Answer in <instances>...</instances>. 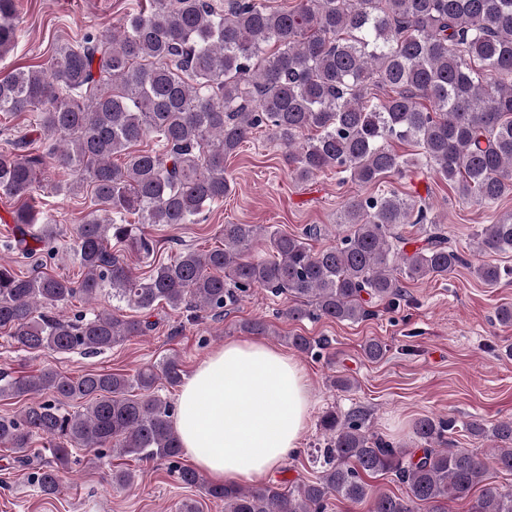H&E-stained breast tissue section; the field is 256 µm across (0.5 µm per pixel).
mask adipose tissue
Here are the masks:
<instances>
[{
    "mask_svg": "<svg viewBox=\"0 0 512 512\" xmlns=\"http://www.w3.org/2000/svg\"><path fill=\"white\" fill-rule=\"evenodd\" d=\"M312 407L293 357L258 340H229L186 377L174 429L212 482L256 483L299 448Z\"/></svg>",
    "mask_w": 512,
    "mask_h": 512,
    "instance_id": "adipose-tissue-1",
    "label": "adipose tissue"
}]
</instances>
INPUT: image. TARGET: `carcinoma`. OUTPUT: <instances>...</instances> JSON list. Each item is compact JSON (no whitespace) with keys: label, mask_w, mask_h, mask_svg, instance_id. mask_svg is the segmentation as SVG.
I'll use <instances>...</instances> for the list:
<instances>
[{"label":"carcinoma","mask_w":512,"mask_h":512,"mask_svg":"<svg viewBox=\"0 0 512 512\" xmlns=\"http://www.w3.org/2000/svg\"><path fill=\"white\" fill-rule=\"evenodd\" d=\"M150 9L109 34L96 28L57 45L46 66L0 75V114L25 115L43 138L40 154L20 138L0 152V191L30 197L53 163L67 178L57 193L91 187L92 209L70 250L82 269L73 279L17 273L0 264V332L19 348L99 353L139 336L155 323L127 319L122 307L150 313L159 305L224 320L240 295L264 287L292 301L283 314L359 321L377 301L396 306L403 281L445 278L460 268L487 285L512 279V267L475 265L452 245L423 199L394 192L348 197L336 226L349 230L334 246L310 248L321 236L268 232L257 224H226L224 244L206 252L181 250L133 272L111 241L145 255L153 242L140 224H195L224 200L233 182L224 160L254 131L265 128L283 149L298 182L336 168L358 185H375L426 167L465 200L492 205L512 193V0H297L272 10L265 0H150ZM15 0H0V56L18 39ZM146 138L151 150L133 146ZM419 148L398 154L393 143ZM125 156L121 165L113 156ZM420 226L421 244L398 228ZM484 251H512V214L476 232ZM51 219L30 206L14 216L3 249L27 257L54 254ZM110 308L71 316L57 310L76 298ZM302 352L328 341L288 337ZM181 363L168 358L134 374L45 369L0 374V397L30 403L18 417H0V447L10 450L40 492H58L71 450H116L165 460L188 487L201 484L181 462L174 408L157 392L162 378L182 381ZM68 400L83 401L71 413ZM326 437L314 458L320 475L288 488L210 484L205 493L224 512H326L332 497L370 512H448L466 501L470 512H512V488L487 479L512 474V417L492 428L473 418L469 436L493 444L486 457L454 439L458 420L425 416L414 425L415 448L371 432L364 413L324 412ZM48 441L55 465L33 466V438ZM392 473L398 496L376 491L365 477Z\"/></svg>","instance_id":"obj_1"}]
</instances>
